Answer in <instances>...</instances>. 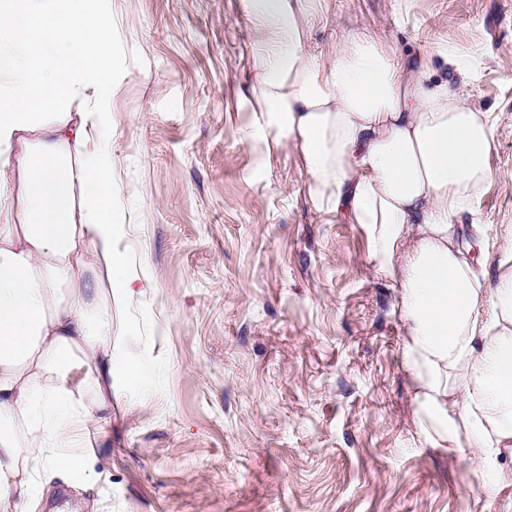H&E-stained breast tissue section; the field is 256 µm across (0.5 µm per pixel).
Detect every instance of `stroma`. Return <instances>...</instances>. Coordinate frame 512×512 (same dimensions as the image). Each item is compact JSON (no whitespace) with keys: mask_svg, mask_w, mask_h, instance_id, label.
<instances>
[{"mask_svg":"<svg viewBox=\"0 0 512 512\" xmlns=\"http://www.w3.org/2000/svg\"><path fill=\"white\" fill-rule=\"evenodd\" d=\"M112 426L30 512H512V484L434 445L393 282L365 228L321 206L300 150L253 110L243 0H110ZM477 58L493 177L462 219L512 225V0H323L344 34ZM140 369L137 380L125 374Z\"/></svg>","mask_w":512,"mask_h":512,"instance_id":"35a3bbf8","label":"stroma"}]
</instances>
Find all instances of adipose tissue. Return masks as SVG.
I'll list each match as a JSON object with an SVG mask.
<instances>
[{"label": "adipose tissue", "instance_id": "ef3b65f1", "mask_svg": "<svg viewBox=\"0 0 512 512\" xmlns=\"http://www.w3.org/2000/svg\"><path fill=\"white\" fill-rule=\"evenodd\" d=\"M244 5L256 111L399 287L422 430L512 482V231L494 253L457 242L492 177V116L463 94L474 63L360 35L325 51L321 0ZM111 41L107 0H0V512H25L39 473L81 470L112 422V301L132 287L112 246Z\"/></svg>", "mask_w": 512, "mask_h": 512}]
</instances>
